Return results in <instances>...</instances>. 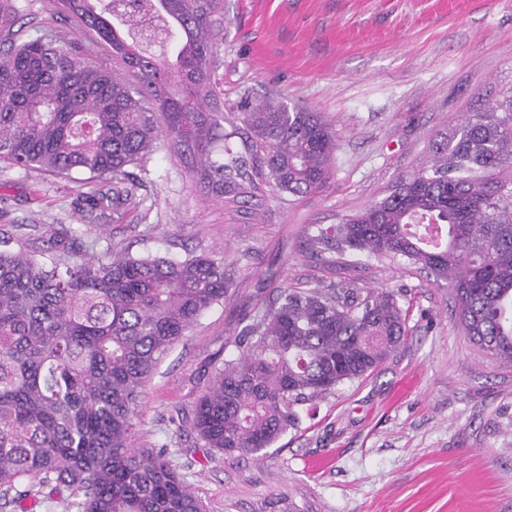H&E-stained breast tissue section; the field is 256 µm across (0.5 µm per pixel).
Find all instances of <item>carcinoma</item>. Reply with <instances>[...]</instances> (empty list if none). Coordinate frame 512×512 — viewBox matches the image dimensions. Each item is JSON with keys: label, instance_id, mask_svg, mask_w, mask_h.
<instances>
[{"label": "carcinoma", "instance_id": "cac0c4a2", "mask_svg": "<svg viewBox=\"0 0 512 512\" xmlns=\"http://www.w3.org/2000/svg\"><path fill=\"white\" fill-rule=\"evenodd\" d=\"M88 43L22 39L0 3V159L132 196L169 138L200 190L239 208L272 190L302 196L330 176L336 131L319 112L267 97L226 112L214 79L222 0H52ZM156 45L142 41L146 24ZM167 122L162 131L156 113ZM432 163L336 224L311 256L331 267L402 257L445 284L457 322L512 363V90L439 133ZM224 252L181 260L70 253L50 264L0 243V498L40 479L82 493V512H203L161 452L132 445L137 402L168 350L224 300ZM393 290L287 286L233 339L190 411L203 447L256 458L298 427L299 406L379 369L407 341Z\"/></svg>", "mask_w": 512, "mask_h": 512}]
</instances>
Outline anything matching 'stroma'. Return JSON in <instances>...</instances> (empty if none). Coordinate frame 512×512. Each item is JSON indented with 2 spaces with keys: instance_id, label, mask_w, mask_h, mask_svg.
<instances>
[{
  "instance_id": "1",
  "label": "stroma",
  "mask_w": 512,
  "mask_h": 512,
  "mask_svg": "<svg viewBox=\"0 0 512 512\" xmlns=\"http://www.w3.org/2000/svg\"><path fill=\"white\" fill-rule=\"evenodd\" d=\"M11 2L26 37L76 39L52 0ZM217 29L225 111L274 95L334 125L320 188L227 208L162 141L116 208L0 161V237L43 258L64 242L90 256L223 250L229 290L165 356L135 419V447L163 452L205 512H512V363L471 343L447 289L404 259L331 269L306 250L311 225L388 195L430 163L438 131L512 85V0H224ZM352 282L401 292L406 345L302 412L265 459L203 448L189 412L235 333L276 289Z\"/></svg>"
}]
</instances>
